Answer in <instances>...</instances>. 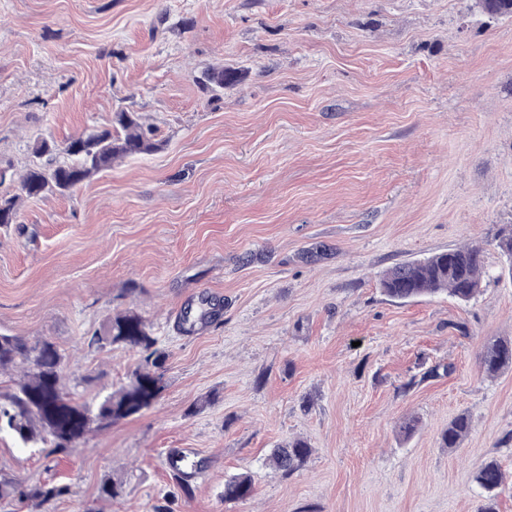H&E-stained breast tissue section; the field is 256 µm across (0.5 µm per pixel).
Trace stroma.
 I'll return each instance as SVG.
<instances>
[{
    "label": "stroma",
    "instance_id": "obj_1",
    "mask_svg": "<svg viewBox=\"0 0 512 512\" xmlns=\"http://www.w3.org/2000/svg\"><path fill=\"white\" fill-rule=\"evenodd\" d=\"M236 71L212 91L203 72ZM138 113L158 151L66 195L23 200L0 227V332L52 341L75 399L105 396L137 352L90 344L134 308L168 354L156 402L43 457L0 434V478L54 479L52 512H478L499 461L512 512V15L478 0H0V170ZM484 249L481 291L397 303L379 277ZM220 304L185 333L184 311ZM212 403L201 411L202 397ZM471 420L459 448L439 439ZM420 421L403 439L404 418ZM312 453L282 475L273 448ZM196 457L175 495L169 449ZM247 473L243 502L224 482ZM108 476L122 498L99 500ZM495 245L500 256L504 259L502 271H507L512 277V266H510L512 263V224L501 225L495 237ZM480 364L490 376L512 369V339L498 338L487 342L481 351ZM471 429V421L468 415L461 413L454 416L448 427L441 434V447L453 450L458 448L462 440L468 435ZM475 483L488 494L487 502L481 506L479 512H496L495 493L506 482V475L496 460H489L482 463L475 475Z\"/></svg>",
    "mask_w": 512,
    "mask_h": 512
}]
</instances>
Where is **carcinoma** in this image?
Returning <instances> with one entry per match:
<instances>
[{
  "mask_svg": "<svg viewBox=\"0 0 512 512\" xmlns=\"http://www.w3.org/2000/svg\"><path fill=\"white\" fill-rule=\"evenodd\" d=\"M159 148L140 117L120 110L113 113L107 127L85 132L59 144L47 138L35 140L32 151L38 162L30 165L17 181L16 192L0 194V225L16 221L20 202L47 192H71L82 182L112 167L127 156L147 154ZM495 245L504 259L502 271L512 276V224L498 229ZM482 250L461 246L436 253L423 260L398 263L380 278L382 291L398 301L414 300L446 292L467 302L480 289ZM95 344L108 343L135 350L144 365L131 374L127 384L89 402L74 401L62 385V355L49 340L32 344L26 338L0 333V368L18 367L26 381L12 393L0 395V431L5 429L25 447L37 445L50 452L64 450L83 439L92 428L104 429L149 408L161 390V370L167 354L142 315L130 308L108 318L102 332L93 336ZM480 364L490 376L512 369V339L487 342ZM471 429L468 415L454 416L441 434V447H459ZM312 449L307 441L295 438L285 447L275 449L270 457L273 468L288 475L306 462ZM173 485L191 496L193 482L201 471V462L172 451L166 458ZM475 483L488 494L479 512H496L495 493L506 482V475L496 460L482 463ZM69 488L53 483L25 485L12 479L0 480V500L31 501L42 505L66 496ZM253 493L250 476L239 474L224 482V500L243 501ZM98 495L117 500L123 495V483L108 476L102 480Z\"/></svg>",
  "mask_w": 512,
  "mask_h": 512,
  "instance_id": "cac0c4a2",
  "label": "carcinoma"
}]
</instances>
